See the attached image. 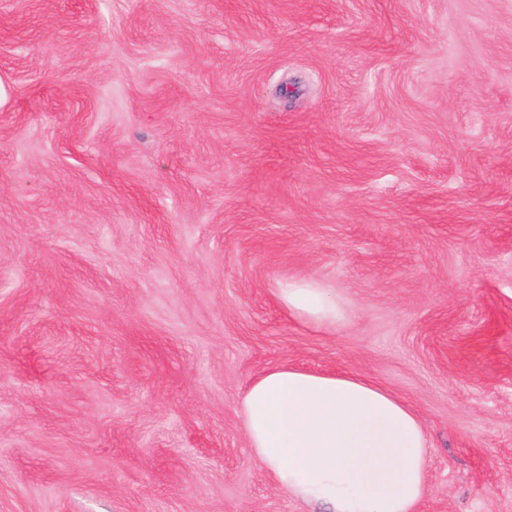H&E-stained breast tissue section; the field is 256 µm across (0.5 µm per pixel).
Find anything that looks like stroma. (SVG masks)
Here are the masks:
<instances>
[{
    "label": "stroma",
    "mask_w": 512,
    "mask_h": 512,
    "mask_svg": "<svg viewBox=\"0 0 512 512\" xmlns=\"http://www.w3.org/2000/svg\"><path fill=\"white\" fill-rule=\"evenodd\" d=\"M0 79V512H313L238 414L282 366L512 512V0H0ZM278 295L290 312L318 324L333 326L341 317L336 302L315 281L288 283Z\"/></svg>",
    "instance_id": "stroma-1"
}]
</instances>
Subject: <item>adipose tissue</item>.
Masks as SVG:
<instances>
[{"label": "adipose tissue", "instance_id": "obj_1", "mask_svg": "<svg viewBox=\"0 0 512 512\" xmlns=\"http://www.w3.org/2000/svg\"><path fill=\"white\" fill-rule=\"evenodd\" d=\"M278 295L318 324L340 317L317 282ZM239 414L253 457L297 500L327 512H416L425 495L420 418L365 375L276 367L248 386Z\"/></svg>", "mask_w": 512, "mask_h": 512}]
</instances>
